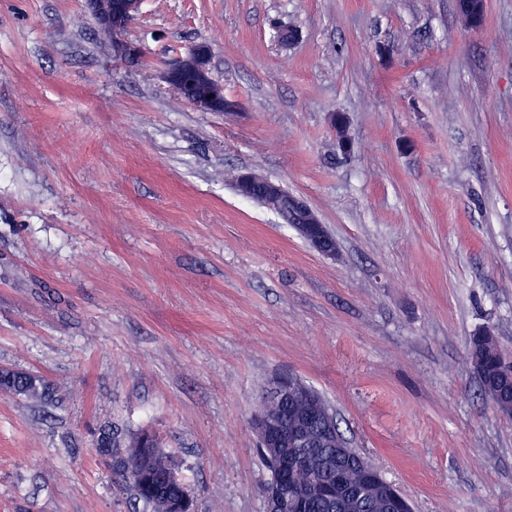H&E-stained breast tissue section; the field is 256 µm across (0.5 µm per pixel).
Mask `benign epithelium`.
I'll use <instances>...</instances> for the list:
<instances>
[{"instance_id":"1","label":"benign epithelium","mask_w":512,"mask_h":512,"mask_svg":"<svg viewBox=\"0 0 512 512\" xmlns=\"http://www.w3.org/2000/svg\"><path fill=\"white\" fill-rule=\"evenodd\" d=\"M91 15L106 33L114 36L113 47L117 55L125 60H137L142 56L139 45L124 41L119 34L136 19L140 0H86ZM211 48L206 44H197L185 54L172 61L164 72L166 82L180 97L204 112H214L221 107L228 111L231 106L225 103L224 89L213 82L209 72ZM238 194L243 198H252L262 192L261 198L267 208L274 211L282 223L294 227L297 232L309 239L310 244L325 256L333 255V248L327 235V229L321 223L316 212L299 196L284 195L279 184L262 183L256 174L244 172L237 181ZM315 403L291 424L279 423L270 419L255 420V430L260 447L266 450L276 462V478L268 484L265 493V512H297L300 503L294 499L289 486L292 471L289 465L288 451L330 444L336 438V424L327 423L319 429L312 427L311 416ZM356 466L350 457L336 459V487L326 486L313 489L320 495L330 498L341 494V485L345 471ZM365 487L371 486L384 491L397 503V512H411L409 500L400 490L384 481L380 471L373 465L363 468Z\"/></svg>"}]
</instances>
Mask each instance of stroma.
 Here are the masks:
<instances>
[{
  "label": "stroma",
  "mask_w": 512,
  "mask_h": 512,
  "mask_svg": "<svg viewBox=\"0 0 512 512\" xmlns=\"http://www.w3.org/2000/svg\"><path fill=\"white\" fill-rule=\"evenodd\" d=\"M124 37L136 64L85 0H0V368L54 388L0 390V512H145L109 424L156 435L194 512H265L253 421L288 374L415 512H512L468 360L486 329L512 362V0L474 30L457 0H141ZM199 43L232 111L163 78ZM228 171L305 199L336 257ZM30 379L31 377L28 374L9 369H1L0 389L38 401L44 400L50 396L49 392L51 386L49 383L43 380L40 391H32L28 385Z\"/></svg>",
  "instance_id": "stroma-1"
}]
</instances>
